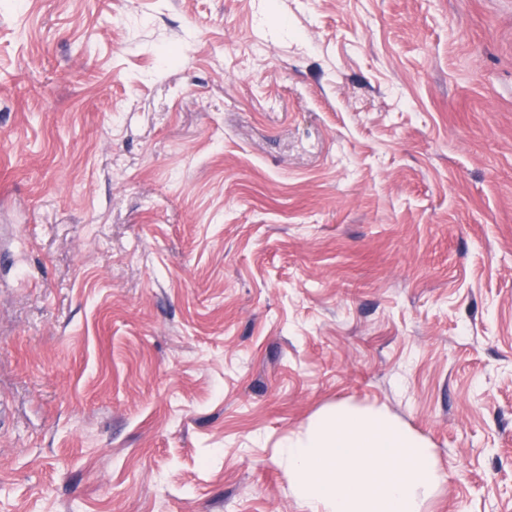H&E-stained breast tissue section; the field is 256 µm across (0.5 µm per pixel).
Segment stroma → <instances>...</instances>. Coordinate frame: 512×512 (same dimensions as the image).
I'll use <instances>...</instances> for the list:
<instances>
[{
  "mask_svg": "<svg viewBox=\"0 0 512 512\" xmlns=\"http://www.w3.org/2000/svg\"><path fill=\"white\" fill-rule=\"evenodd\" d=\"M339 402L512 512V0H0V512H307Z\"/></svg>",
  "mask_w": 512,
  "mask_h": 512,
  "instance_id": "obj_1",
  "label": "stroma"
}]
</instances>
